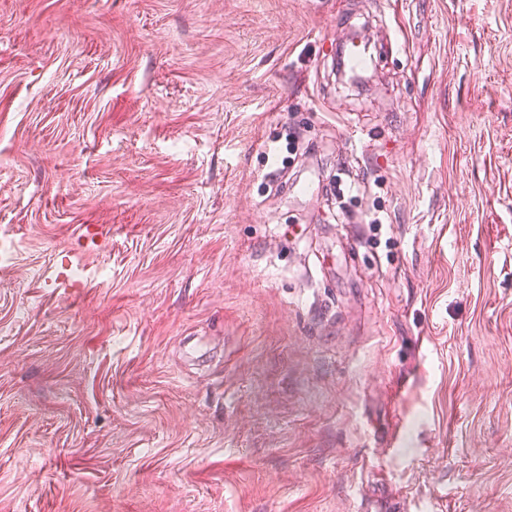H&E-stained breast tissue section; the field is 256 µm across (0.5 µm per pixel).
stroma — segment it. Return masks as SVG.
Instances as JSON below:
<instances>
[{
  "label": "stroma",
  "instance_id": "obj_1",
  "mask_svg": "<svg viewBox=\"0 0 512 512\" xmlns=\"http://www.w3.org/2000/svg\"><path fill=\"white\" fill-rule=\"evenodd\" d=\"M0 512H512V0H0ZM71 262L68 255H65L55 270L54 281L56 288H61L65 293L75 295L80 292L81 288L85 287L84 281L74 280L70 274Z\"/></svg>",
  "mask_w": 512,
  "mask_h": 512
}]
</instances>
